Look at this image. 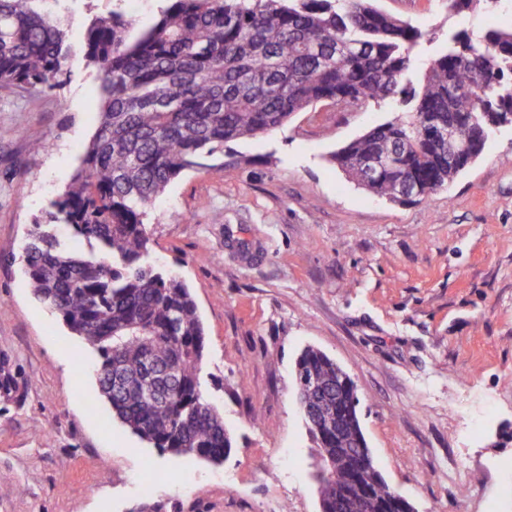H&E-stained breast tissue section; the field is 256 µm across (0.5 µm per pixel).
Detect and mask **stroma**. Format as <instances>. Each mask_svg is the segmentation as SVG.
<instances>
[{
    "label": "stroma",
    "instance_id": "obj_1",
    "mask_svg": "<svg viewBox=\"0 0 512 512\" xmlns=\"http://www.w3.org/2000/svg\"><path fill=\"white\" fill-rule=\"evenodd\" d=\"M376 5L433 34L417 85L449 32L512 25V0L492 17L448 0ZM113 6L40 4L76 44ZM98 88L78 56L62 87L0 88V357L19 384L0 396V512H319L294 374L308 346L355 380L376 466L416 512H512V126L421 201L370 194L329 160L392 120L391 102L317 105L227 143L223 170L170 183L148 218L150 260L184 279L203 322L202 390L232 438L214 465L111 420L89 347L24 271L29 230L98 126Z\"/></svg>",
    "mask_w": 512,
    "mask_h": 512
}]
</instances>
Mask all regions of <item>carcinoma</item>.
Listing matches in <instances>:
<instances>
[{
    "label": "carcinoma",
    "instance_id": "cac0c4a2",
    "mask_svg": "<svg viewBox=\"0 0 512 512\" xmlns=\"http://www.w3.org/2000/svg\"><path fill=\"white\" fill-rule=\"evenodd\" d=\"M37 0H0V87L38 93L66 83L69 25ZM153 23L114 9L84 28L81 52L99 76V125L80 168L33 225L24 247L34 294L92 349L100 396L113 416L163 453L219 463L232 439L202 391L204 329L189 288L149 261L146 219L156 198L188 171L218 168L229 142L266 134L322 102L354 111L394 100L402 111L333 155L366 191L421 200L483 152L512 121V29L459 30L427 61L423 84L407 78L428 33L374 0H168ZM500 0H450L457 14ZM67 224L87 252L54 232ZM336 403V362L306 355ZM18 382L0 359V395ZM358 413L328 452L359 454ZM321 500L353 479L344 465L312 463ZM380 512L401 494L369 476Z\"/></svg>",
    "mask_w": 512,
    "mask_h": 512
}]
</instances>
